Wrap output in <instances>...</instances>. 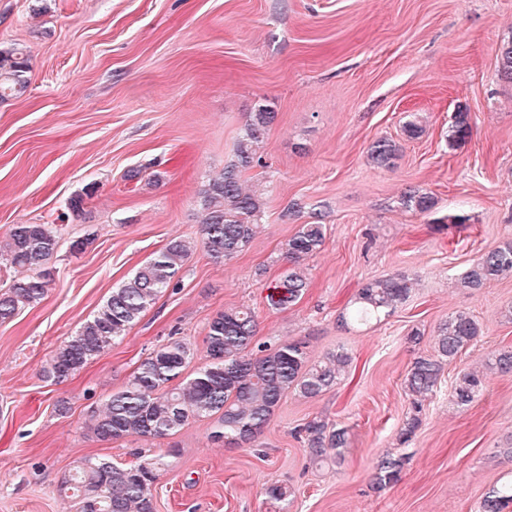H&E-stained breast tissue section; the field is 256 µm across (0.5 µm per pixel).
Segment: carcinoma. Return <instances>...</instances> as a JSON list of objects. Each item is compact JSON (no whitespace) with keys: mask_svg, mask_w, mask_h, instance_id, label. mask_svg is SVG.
<instances>
[{"mask_svg":"<svg viewBox=\"0 0 512 512\" xmlns=\"http://www.w3.org/2000/svg\"><path fill=\"white\" fill-rule=\"evenodd\" d=\"M29 60L23 49H0V98L20 96L29 86ZM276 113L263 107L249 115L244 135L235 148V159L219 175L209 179L202 192L200 224L203 244L210 257L227 261L240 253L254 238L262 213L261 195L243 187L244 173L262 162L259 145ZM471 133L469 113L454 115L451 142L465 141ZM399 146L379 138L369 146V157L378 167H389ZM404 208L421 214L434 208L433 197L419 188L403 192ZM324 225L303 224L285 244L284 267L267 287L266 301L272 309H286L297 303L308 286L301 265L324 244ZM59 236L51 224H16L0 246V258L29 275L12 281L0 292V322L23 307L41 300L47 292L49 272L45 265L57 253ZM193 251L190 242L173 239L141 266L84 322L75 335L57 348L43 376L60 382L122 339L161 294L179 283V272ZM512 276V240L482 253L459 280L462 288L476 291L487 284ZM413 287L411 279L395 274L365 284L354 301L352 319L367 323L391 312L405 301ZM253 312L246 307L217 313L208 324L207 362L193 374L183 376L192 358L191 348L174 340L158 346L142 358L126 385L113 393L102 409H93L87 429L102 440L129 435L163 438L172 435L191 419L216 418L211 441L227 447H242L256 441L264 426L288 394L316 398L337 386L345 376L349 356L343 351L310 361L306 343L288 341L259 343ZM479 327L466 312L459 311L440 324L434 351L414 359L404 386L420 399L436 388L445 368L474 343ZM486 367L501 374L512 372V349L491 355ZM486 375L468 370L456 376L451 397L460 407L470 406L483 389ZM304 433L314 463H341L348 438L346 430L322 419L307 422ZM383 475L375 489L398 480L402 461L380 460ZM156 480L155 463L119 466L105 457L81 462L62 482V490L77 499L79 512H155L151 486ZM512 506V483L493 490L481 502V512H506Z\"/></svg>","mask_w":512,"mask_h":512,"instance_id":"obj_1","label":"carcinoma"}]
</instances>
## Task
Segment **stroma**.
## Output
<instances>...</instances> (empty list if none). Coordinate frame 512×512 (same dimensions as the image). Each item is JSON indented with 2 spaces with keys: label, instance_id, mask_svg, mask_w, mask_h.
Returning a JSON list of instances; mask_svg holds the SVG:
<instances>
[{
  "label": "stroma",
  "instance_id": "obj_1",
  "mask_svg": "<svg viewBox=\"0 0 512 512\" xmlns=\"http://www.w3.org/2000/svg\"><path fill=\"white\" fill-rule=\"evenodd\" d=\"M511 41L512 0H0V49L21 45L30 62L26 92L0 100V241L16 224H51L60 238L45 296L0 322V512H76L59 485L98 456L159 459L156 512H478L512 479V373H488L466 408L450 390L459 371L512 349V277L476 292L458 285L512 239V82L498 68ZM261 105L277 114L266 165L244 175L263 194L260 227L217 262L201 244V192ZM461 107L471 134L455 146ZM410 122L418 137L406 136ZM381 137L400 146L386 168L367 156ZM409 188L434 197L430 214L402 207ZM295 200L302 213L289 212ZM456 213L467 223H446ZM309 222L324 225L325 241L303 263L308 288L272 309L266 288ZM174 238L196 244L179 288L80 371L43 379L58 346ZM398 273L414 283L409 297L381 321L354 323L358 290ZM241 306L259 341H304L313 361L348 353L344 379L314 399L288 395L252 447L214 444L211 418L159 439L88 432L89 410L156 345L183 340L196 370L210 320ZM458 311L480 335L414 412L404 378ZM316 417L347 431L341 464L311 462L301 429ZM388 454L402 471L378 492ZM273 483L290 486L288 500L269 499Z\"/></svg>",
  "mask_w": 512,
  "mask_h": 512
}]
</instances>
